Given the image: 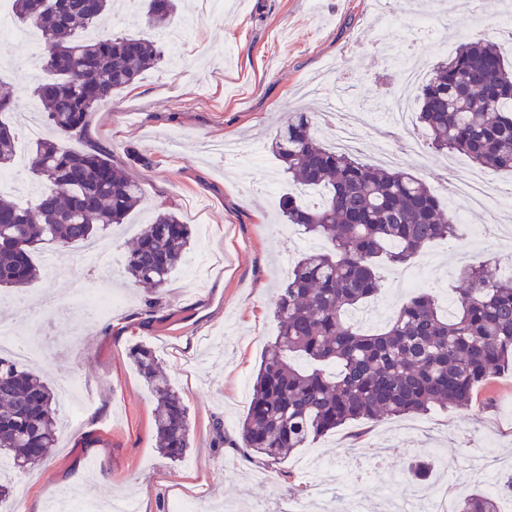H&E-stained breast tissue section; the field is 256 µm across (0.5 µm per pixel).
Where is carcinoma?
Wrapping results in <instances>:
<instances>
[{
    "label": "carcinoma",
    "mask_w": 512,
    "mask_h": 512,
    "mask_svg": "<svg viewBox=\"0 0 512 512\" xmlns=\"http://www.w3.org/2000/svg\"><path fill=\"white\" fill-rule=\"evenodd\" d=\"M147 25L168 22L177 0H144ZM16 18L37 28L45 74L30 91L56 131L39 139L28 172L41 185L34 208L0 196V286H24L40 275L33 254L47 241H92L142 201L136 180L94 146L73 151L90 112L155 68L162 51L144 37L100 33L111 0H13ZM419 120L431 147L458 153L489 172L512 171V65L495 42L474 37L439 64L421 88ZM16 138L0 122V169L11 167ZM290 185L320 187L325 201L305 205L290 191L281 217L331 247L303 254L277 290L275 341L262 360L239 432L243 457L279 464L307 442L360 420L420 415L434 405L471 407L479 388L512 366V277L483 262L459 269L465 284L442 314L433 289L404 301L381 330L353 314L379 291L378 264L398 268L435 240L457 236L427 185L411 173L366 165L324 144L307 112H290L271 144ZM191 238L169 210L156 214L125 261L126 273L161 301ZM156 402L160 449L171 459L190 447L188 413L162 375L153 350L129 353ZM58 439L55 392L42 377L0 356V452L23 469L42 461ZM457 512H500L498 498L473 492Z\"/></svg>",
    "instance_id": "cac0c4a2"
}]
</instances>
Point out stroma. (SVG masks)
<instances>
[{
  "instance_id": "35a3bbf8",
  "label": "stroma",
  "mask_w": 512,
  "mask_h": 512,
  "mask_svg": "<svg viewBox=\"0 0 512 512\" xmlns=\"http://www.w3.org/2000/svg\"><path fill=\"white\" fill-rule=\"evenodd\" d=\"M507 0H403L389 30L377 20L374 0H223L221 9L181 0L168 28L148 27L143 0H116L106 31L143 35L167 49L165 34L184 31L180 62L164 58L131 87L99 104L88 118L85 138L72 149H109L114 163L137 178L143 201L125 220L102 234L115 258L112 268L95 266L82 247H55L53 268L21 292L70 295L75 274L87 288H109L124 298L106 317L73 315L52 330L62 337L63 356L30 363L49 383L69 372L82 381L81 413L68 422L69 401L56 403L60 437L49 457L13 480L5 506L14 512H50L58 499L76 496L88 512H108L117 499L132 500L137 512H171L189 500L207 512L234 503L238 512H276L297 499L314 512V492L326 487L334 501L405 497L416 493L408 475L412 460L435 467L430 483L452 486L457 495L474 490L470 460L493 439L500 473L512 468V369L479 389L470 410L435 406L423 415L348 423L268 468L247 461L235 448L247 413L251 384L276 334L272 294L301 255L324 247L321 239L294 232L284 237L277 222V195L288 180L271 152L275 128L299 109L306 87L317 86L315 128L331 129L321 113L356 105L385 111L393 65L382 39L403 44L423 74L438 55L430 36H445L449 49L482 34L512 61V39L499 34ZM0 66V87L19 91V107L32 105L30 89L43 77L29 49H12ZM485 208L467 211L453 241L437 240L414 259L441 282L435 295L447 305L458 284L459 258L491 253L512 257V173L493 175ZM173 208L184 222L199 220L190 248L174 270L161 303L152 290L124 274V259L155 207ZM378 294L355 314L380 327L407 297L392 268L380 271ZM153 349L190 420V446L179 461L158 449L155 402L133 366L129 351ZM365 465L395 477L392 488L347 468L349 449Z\"/></svg>"
}]
</instances>
